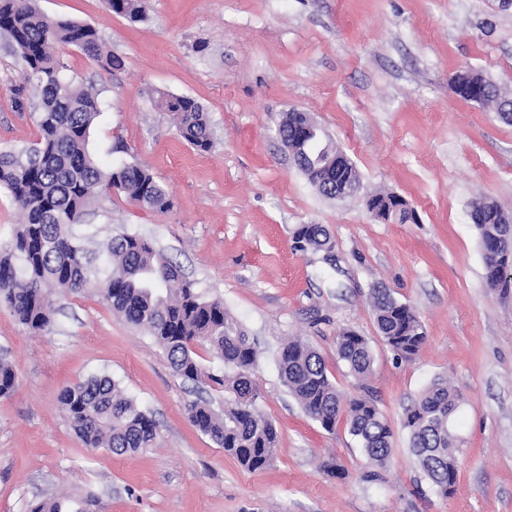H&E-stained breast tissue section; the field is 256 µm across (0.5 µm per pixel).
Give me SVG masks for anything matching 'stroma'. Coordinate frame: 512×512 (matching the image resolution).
I'll return each mask as SVG.
<instances>
[{"mask_svg": "<svg viewBox=\"0 0 512 512\" xmlns=\"http://www.w3.org/2000/svg\"><path fill=\"white\" fill-rule=\"evenodd\" d=\"M143 20L105 0H38L52 19L95 26L122 58L108 72L68 47L64 75L99 92L89 141L104 165L136 162L165 183L158 213L125 195L97 198L86 217L99 250L122 227L180 266L203 298L220 299L257 351L260 410L277 426L274 461L251 472L191 424L200 399L224 394L175 376L163 349L92 293L51 295L50 334L0 304V354L17 386L0 398V512L39 498L94 493L99 512H512V295L488 288L469 203L486 196L512 214V123L452 88L481 72L512 96V5L501 0H145ZM21 69L0 42V149L38 138L12 104ZM205 109L213 146L180 136L159 93ZM308 113L360 172L366 194L403 196L419 223L373 218L361 198L322 196L276 136L285 112ZM300 224H323L331 256L295 250ZM388 289L427 330L414 358L378 338L369 297ZM350 328L370 340L366 384L394 427L379 483L345 422L324 431L288 394L278 357L301 336L346 396L359 382L336 357ZM105 371L152 413L150 448L118 456L87 448L60 390ZM443 377L461 397L453 496L437 495L407 451V406ZM342 465L346 477L328 472Z\"/></svg>", "mask_w": 512, "mask_h": 512, "instance_id": "35a3bbf8", "label": "stroma"}]
</instances>
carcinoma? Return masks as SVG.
Returning <instances> with one entry per match:
<instances>
[{"label": "carcinoma", "instance_id": "obj_1", "mask_svg": "<svg viewBox=\"0 0 512 512\" xmlns=\"http://www.w3.org/2000/svg\"><path fill=\"white\" fill-rule=\"evenodd\" d=\"M108 8L133 21L144 15L143 0H106ZM0 36L17 57L24 80L16 91L17 105L37 114L39 139L20 152L0 150V188L20 209L22 222L12 239L0 244V300L19 322L35 333L48 334L52 326L50 295L94 293L129 324L142 329L163 347L174 374L186 381L206 380L224 390V410L192 402L193 425L250 471L273 461L279 445L275 424L256 406L258 389L252 378L256 352L236 319L220 299L205 300L180 268L152 243L125 230L107 240L110 269L97 270L73 226L82 223L86 208L101 192L127 195L139 206L165 213L172 200L164 183L138 163L104 168L88 150L90 129L99 113V93L62 76L59 50L75 46L107 71L123 67V60L105 49L98 29L70 20H51L37 0H0ZM454 92L463 100H502L496 86L477 92L461 85ZM173 113L182 138L196 150L212 146V133L202 106L188 96L166 95L157 101ZM310 116L291 110L279 131L288 136V150H307L303 125ZM311 184L322 180L320 193H332L336 176L303 168ZM472 221L479 239L493 244L483 256L485 280L502 288L504 270L512 267V223L487 198L471 203ZM295 248L321 251L333 246L321 224H300L293 232ZM376 332L399 358H411L426 343L424 325L416 311L384 288L371 294ZM208 346L224 362V370L205 369L197 347ZM336 353L351 375L366 377L373 354L367 337L351 329L336 337ZM282 381L305 413L330 432L340 418L373 467L365 479L379 480L378 470L391 457L393 428L368 395L344 397L330 378L320 353L301 338L286 343L279 355ZM16 375L0 356V398L11 395ZM58 401L76 435L88 448H106L113 454L135 455L156 438V422L136 401L125 395L108 374H94L63 389ZM459 395L447 380L435 379L409 407L401 426L408 432L409 450L436 492L448 497L457 482V438L453 433ZM93 494L71 501L56 498L35 501L29 512H96Z\"/></svg>", "mask_w": 512, "mask_h": 512}]
</instances>
